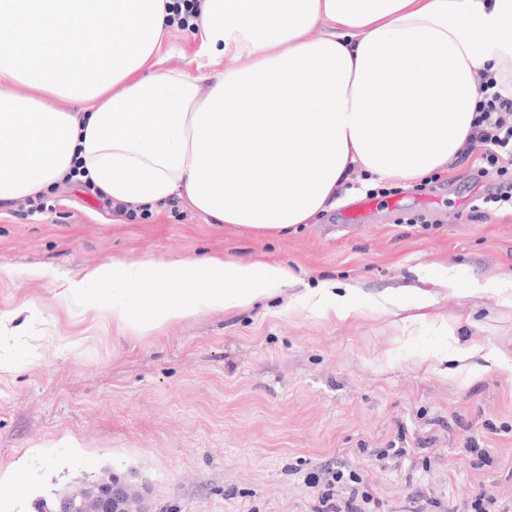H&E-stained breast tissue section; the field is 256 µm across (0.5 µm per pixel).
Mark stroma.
<instances>
[{"mask_svg": "<svg viewBox=\"0 0 512 512\" xmlns=\"http://www.w3.org/2000/svg\"><path fill=\"white\" fill-rule=\"evenodd\" d=\"M473 173L458 161L374 198L357 224L348 196L276 237L182 205L117 221L72 184L47 211L17 202L0 216V312L21 310L26 330L0 339V474L26 490L0 497V512H38L108 476L140 490L147 512H315L356 476L380 512H470L485 490L512 503V214L470 218L486 193ZM224 255L295 279L251 308L142 337L60 295L115 260ZM27 266L47 274L14 276ZM323 282L352 290L357 313L303 306ZM460 346L472 357L457 361ZM400 440L404 465L376 460Z\"/></svg>", "mask_w": 512, "mask_h": 512, "instance_id": "35a3bbf8", "label": "stroma"}]
</instances>
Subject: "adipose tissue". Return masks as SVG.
Returning a JSON list of instances; mask_svg holds the SVG:
<instances>
[{
    "mask_svg": "<svg viewBox=\"0 0 512 512\" xmlns=\"http://www.w3.org/2000/svg\"><path fill=\"white\" fill-rule=\"evenodd\" d=\"M173 3L0 0V205L75 173L136 209L176 198L275 236L341 188L363 193L354 172L412 183L448 167L473 131L477 73L512 92V0H203L191 72L159 55ZM221 56L233 67L208 74ZM292 279L230 257L116 261L64 293L141 335Z\"/></svg>",
    "mask_w": 512,
    "mask_h": 512,
    "instance_id": "adipose-tissue-1",
    "label": "adipose tissue"
}]
</instances>
